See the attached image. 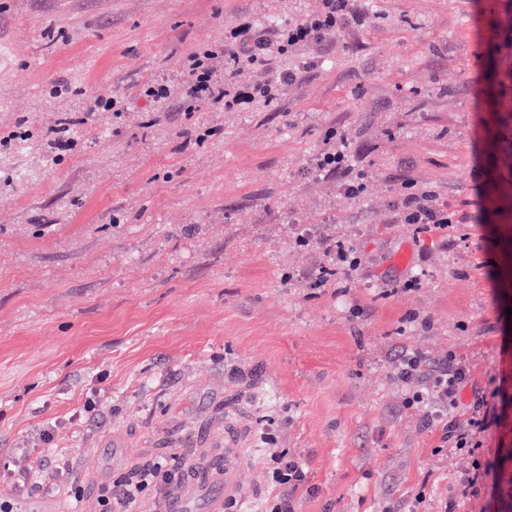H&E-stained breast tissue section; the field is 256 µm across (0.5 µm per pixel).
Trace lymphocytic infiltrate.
Wrapping results in <instances>:
<instances>
[{
  "mask_svg": "<svg viewBox=\"0 0 512 512\" xmlns=\"http://www.w3.org/2000/svg\"><path fill=\"white\" fill-rule=\"evenodd\" d=\"M356 2L324 0V14L289 30L286 37L288 44L294 46L301 42H317L327 30L344 24L362 23L363 12L358 9ZM278 49V42L258 34L252 25L239 26L225 43L223 54L207 50L190 55L183 62L185 101L205 99L222 106L233 105L241 98L236 81L238 74L256 55H268ZM316 166L326 174L339 177L348 197H358L360 188L350 179L356 159L346 141H337L333 147L323 151L316 159ZM398 207L404 223L420 225L426 232L447 231L450 224L456 221L455 213L441 208L432 194L399 195ZM467 374L468 369L462 362L449 358L434 363L417 352H402L396 364L397 379L410 391L409 397L404 400L405 406L417 405L448 413L443 440L466 451L471 459L469 468L459 477L462 496L470 498L488 486L492 463L484 453V434L499 422L501 386L497 382H489L472 403L462 404L461 392L467 382ZM462 409L468 414L463 424L456 419L458 411ZM265 442L273 463L271 479L284 488L270 512H296L293 494L307 481V465L302 459L277 450L274 436H266ZM179 483L178 472L161 460L153 463L137 483L117 482L112 496L98 497L97 504L100 512H133L145 491L166 494Z\"/></svg>",
  "mask_w": 512,
  "mask_h": 512,
  "instance_id": "1",
  "label": "lymphocytic infiltrate"
}]
</instances>
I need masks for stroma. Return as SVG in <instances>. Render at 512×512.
Wrapping results in <instances>:
<instances>
[{
  "instance_id": "35a3bbf8",
  "label": "stroma",
  "mask_w": 512,
  "mask_h": 512,
  "mask_svg": "<svg viewBox=\"0 0 512 512\" xmlns=\"http://www.w3.org/2000/svg\"><path fill=\"white\" fill-rule=\"evenodd\" d=\"M361 7L248 70L245 92L293 73L274 105L219 112L185 108L182 60L245 22L277 37L323 0H0V472L22 446L68 455L91 510L164 457L220 496L230 424L239 512L283 492L268 433L308 466L298 512H501L491 488L461 499L469 457L442 444L445 416L404 406L394 366L455 357L466 403L512 370V83L485 81L487 50L512 52V0ZM159 85L163 112L144 95ZM103 89L123 117L86 116ZM65 114L81 123L53 161ZM341 136L353 199L314 166ZM406 179L468 223H403ZM328 236L359 263L322 284Z\"/></svg>"
}]
</instances>
